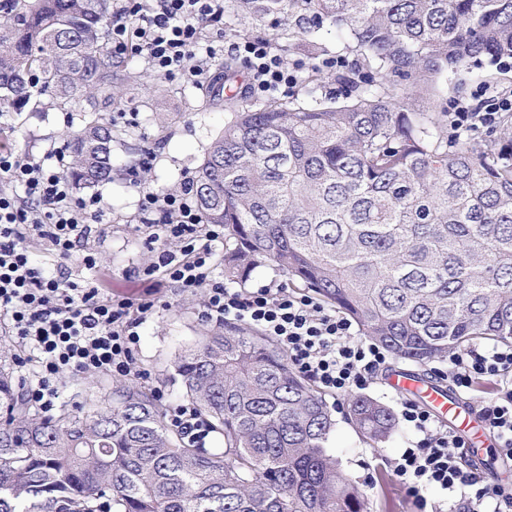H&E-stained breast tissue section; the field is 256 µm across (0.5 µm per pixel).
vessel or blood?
Segmentation results:
<instances>
[{
	"label": "vessel or blood",
	"mask_w": 512,
	"mask_h": 512,
	"mask_svg": "<svg viewBox=\"0 0 512 512\" xmlns=\"http://www.w3.org/2000/svg\"><path fill=\"white\" fill-rule=\"evenodd\" d=\"M387 384L396 394L423 405L450 429L461 434L476 457H483L485 448L492 446L493 436L476 407L461 399L447 385L407 368L392 371Z\"/></svg>",
	"instance_id": "1"
}]
</instances>
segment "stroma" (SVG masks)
<instances>
[{"mask_svg":"<svg viewBox=\"0 0 512 512\" xmlns=\"http://www.w3.org/2000/svg\"><path fill=\"white\" fill-rule=\"evenodd\" d=\"M164 87L166 93L159 100L151 85H138L135 101L112 111L116 125L124 131L121 141L112 147L114 164L123 165L132 146L153 151L150 188L155 192L170 190L189 178L205 146L229 118L223 107L211 104L203 89L188 88L182 77L165 79ZM482 91L490 96L512 93V68L448 79L441 84L439 96L451 109L459 104L474 107ZM156 110L167 115L165 129H158L152 120ZM70 113V106L52 104L45 95L31 100L8 132L9 147L22 155L40 157L63 146L71 129ZM140 191L139 184L124 177L79 193L80 198L95 196L105 204L103 230L90 238L88 247L100 260L96 274L106 294L116 298L136 299L149 287L142 274L150 259L149 246L135 228ZM162 294L166 307L158 308L142 327L140 360L147 371L144 385L163 393L166 402L175 405L183 403L184 397L170 378L174 360L193 345L203 322L199 305H188L185 295L172 288L163 289ZM328 404L336 420L329 445L335 448L341 467L359 482L374 512H422L391 465L411 440V432L403 429L382 444L369 445L350 422L346 407L334 398Z\"/></svg>","mask_w":512,"mask_h":512,"instance_id":"obj_1","label":"stroma"}]
</instances>
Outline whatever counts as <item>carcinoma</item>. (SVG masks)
<instances>
[{
  "instance_id": "carcinoma-1",
  "label": "carcinoma",
  "mask_w": 512,
  "mask_h": 512,
  "mask_svg": "<svg viewBox=\"0 0 512 512\" xmlns=\"http://www.w3.org/2000/svg\"><path fill=\"white\" fill-rule=\"evenodd\" d=\"M276 27L286 62L312 60L301 94L224 99L231 111L194 168L205 223L224 225V277L261 266L349 317L402 363L427 368L478 342L512 344V111L496 134L448 136L440 81L512 59V0H226ZM112 0H0V106L40 90L78 107L66 135L76 190L112 182L134 99L112 54ZM354 57L343 98L321 97L319 40ZM221 447L164 421L155 392L118 379L44 416L21 399L0 344V512H371L339 466L325 394L257 328L206 327L174 361ZM350 420L374 444L395 412L362 393Z\"/></svg>"
}]
</instances>
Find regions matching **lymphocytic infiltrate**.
<instances>
[{"label":"lymphocytic infiltrate","mask_w":512,"mask_h":512,"mask_svg":"<svg viewBox=\"0 0 512 512\" xmlns=\"http://www.w3.org/2000/svg\"><path fill=\"white\" fill-rule=\"evenodd\" d=\"M223 18L224 0H114L112 49L143 56L161 77L178 74L205 85L222 53L209 30ZM229 51L249 66L253 91L272 94L295 82L269 41L240 42ZM503 109H512L511 98L489 97L481 112L457 108L452 127L492 129ZM67 165L61 150L21 159L0 149V332L13 339L16 365L31 366L24 398L44 415L54 410L65 374L141 376L139 330L159 303L150 295L115 299L96 280L75 279L66 265L49 274L33 262L27 241L35 236L65 261L76 260L89 270L98 264L84 241L103 206L97 199L75 198L62 175ZM137 229L153 253L145 274L156 287L182 294L204 291V321L261 329L286 353L290 366L325 394L338 398L366 389L385 364V349L355 336L346 315L313 296L280 284L234 288L217 278L224 227L204 222L190 183L164 193L142 190ZM440 375L463 397L471 396L477 380L494 383L495 393L477 407L500 455L511 461L512 345L453 353ZM398 416L415 439L393 468L412 497L437 488L460 498L434 512H512V484L488 481L461 437L413 401H401Z\"/></svg>","instance_id":"obj_1"}]
</instances>
